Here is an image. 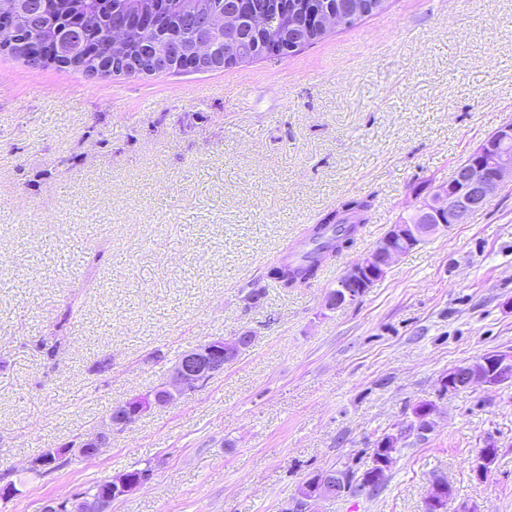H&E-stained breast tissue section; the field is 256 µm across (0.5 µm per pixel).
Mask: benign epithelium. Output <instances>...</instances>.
<instances>
[{"label":"benign epithelium","mask_w":512,"mask_h":512,"mask_svg":"<svg viewBox=\"0 0 512 512\" xmlns=\"http://www.w3.org/2000/svg\"><path fill=\"white\" fill-rule=\"evenodd\" d=\"M187 62L211 70L217 67L210 48L205 42H197L183 51ZM512 142V123L506 122L498 129L495 145L480 146L472 152L469 163L454 170L444 186L427 193L416 194L412 207L417 215L415 224H393L374 248L357 261L351 263L342 275V294L326 296L325 307L329 310L360 300L384 278L390 266L404 255V248L416 247L427 237L453 224H468L490 203L507 181H512V152L506 145ZM252 343L247 333L229 339L208 341L182 353L171 370L169 380L152 392L127 400L114 408L109 415V430L120 431L156 407L165 406L187 392L203 387L214 376L224 372V366L233 363ZM462 373L467 385L498 387L512 383V353L489 352L479 358L457 365L440 378L441 391L455 388L457 373ZM436 405L430 403L416 411L396 431L387 433L376 442L378 448L368 471L359 477L361 483L370 487L380 483L396 461L399 443L418 434L432 432ZM109 430H99L77 444L52 448L47 454H78L93 458L108 446ZM495 462L492 450L483 448L473 461L471 472L478 480L485 479ZM144 475L123 472L106 480L105 494L86 496L76 494L55 503L58 512H107L108 501L125 496L140 487ZM337 484L336 473L326 471L304 485L281 508L280 512H312L316 500L334 495ZM451 484L433 482L426 491L424 508L427 512H444L448 503L446 494Z\"/></svg>","instance_id":"benign-epithelium-1"}]
</instances>
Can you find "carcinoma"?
<instances>
[{
    "mask_svg": "<svg viewBox=\"0 0 512 512\" xmlns=\"http://www.w3.org/2000/svg\"><path fill=\"white\" fill-rule=\"evenodd\" d=\"M353 2L352 18L343 27L351 28L364 18L386 9L389 0H245L242 11L249 18L237 31L238 55L224 64L232 68L242 63L278 55L295 54L322 40L326 30L308 26L311 15L318 12H338L347 2ZM55 21L47 23L34 11L25 13L15 0H0V12L14 15L13 28L0 31V50L34 67L68 68L87 77H107L100 70L99 59L86 51L93 43L98 51L112 58L115 74L140 76L148 72L157 75V58L164 52H177L195 40L211 44L218 53L227 47L224 29L202 27L200 20L224 15V0H52ZM80 16L84 26L70 28V19ZM124 21L128 27L126 47L116 54L112 42V25ZM27 38L54 45L69 44L72 51L42 58L30 57L20 50L17 42ZM372 200L352 198L341 208L327 214L321 223L312 226L306 241L311 249L302 253L299 261L286 268L274 266L268 277L282 289L300 288L315 279L321 267L350 248L359 227L367 220Z\"/></svg>",
    "mask_w": 512,
    "mask_h": 512,
    "instance_id": "1",
    "label": "carcinoma"
}]
</instances>
